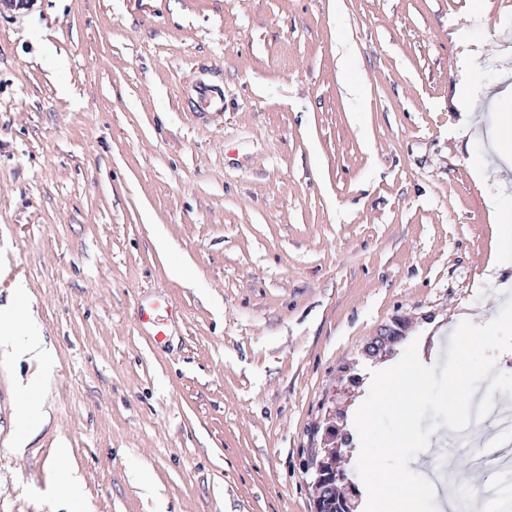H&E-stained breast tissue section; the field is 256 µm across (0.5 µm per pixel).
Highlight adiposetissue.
Wrapping results in <instances>:
<instances>
[{
	"instance_id": "adipose-tissue-1",
	"label": "adipose tissue",
	"mask_w": 512,
	"mask_h": 512,
	"mask_svg": "<svg viewBox=\"0 0 512 512\" xmlns=\"http://www.w3.org/2000/svg\"><path fill=\"white\" fill-rule=\"evenodd\" d=\"M0 359L36 362L37 368L27 381V389L40 388L49 378L52 354L36 322L28 323L22 337H0ZM361 488L362 512H426L428 503L438 497L432 477L415 479L406 469L387 473L366 466Z\"/></svg>"
}]
</instances>
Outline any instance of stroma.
Here are the masks:
<instances>
[{
	"mask_svg": "<svg viewBox=\"0 0 512 512\" xmlns=\"http://www.w3.org/2000/svg\"><path fill=\"white\" fill-rule=\"evenodd\" d=\"M509 86L512 0H0V307L54 360L20 454L0 364V512H314L370 371L512 298Z\"/></svg>",
	"mask_w": 512,
	"mask_h": 512,
	"instance_id": "stroma-1",
	"label": "stroma"
}]
</instances>
